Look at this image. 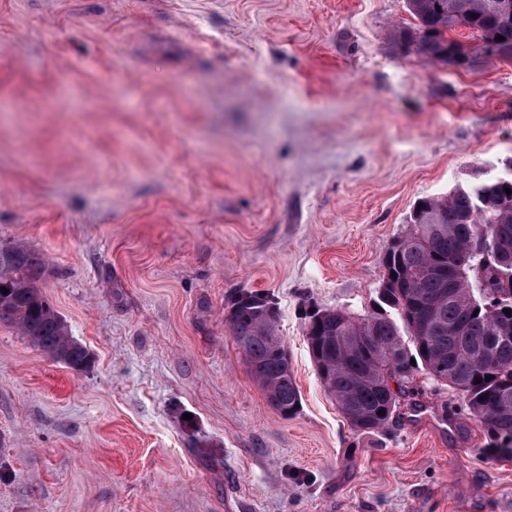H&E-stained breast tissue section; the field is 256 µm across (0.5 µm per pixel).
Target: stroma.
<instances>
[{
	"label": "stroma",
	"instance_id": "obj_1",
	"mask_svg": "<svg viewBox=\"0 0 512 512\" xmlns=\"http://www.w3.org/2000/svg\"><path fill=\"white\" fill-rule=\"evenodd\" d=\"M406 0H0V244L81 371L0 324V512H512V462L424 394L353 431L304 335L360 314L419 199L512 164V58L424 64ZM269 294L301 406L224 325Z\"/></svg>",
	"mask_w": 512,
	"mask_h": 512
}]
</instances>
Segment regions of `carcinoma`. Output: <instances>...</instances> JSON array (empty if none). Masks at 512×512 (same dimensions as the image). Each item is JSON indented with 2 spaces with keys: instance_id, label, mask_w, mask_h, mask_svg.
<instances>
[{
  "instance_id": "1",
  "label": "carcinoma",
  "mask_w": 512,
  "mask_h": 512,
  "mask_svg": "<svg viewBox=\"0 0 512 512\" xmlns=\"http://www.w3.org/2000/svg\"><path fill=\"white\" fill-rule=\"evenodd\" d=\"M406 5L416 23L397 31V44L427 63L473 62L472 56L458 55L462 42L450 36L459 27L475 38L504 37L497 41L500 54L512 56V0H406ZM506 187L512 190V174L419 200L400 244L382 255L385 276L370 310L360 315L320 310L306 336L308 351L321 352L333 379L329 394L357 433L374 434L388 425L400 400L420 392L422 372L434 387L457 391L465 417L486 431L487 456L512 460V405L505 408L499 400L501 392H512V333L495 328L512 327V315L505 314L512 310V267L465 255L470 242L481 237L489 244L501 237L512 243V194ZM0 258V323L17 327L55 361L85 369L88 351L69 336L40 292L47 270L43 255L7 246L0 247ZM425 302L431 320L421 331L419 306ZM270 304L264 293L239 292L224 322L253 377L292 417L301 395L278 321L268 315ZM488 375L493 379L486 380Z\"/></svg>"
}]
</instances>
